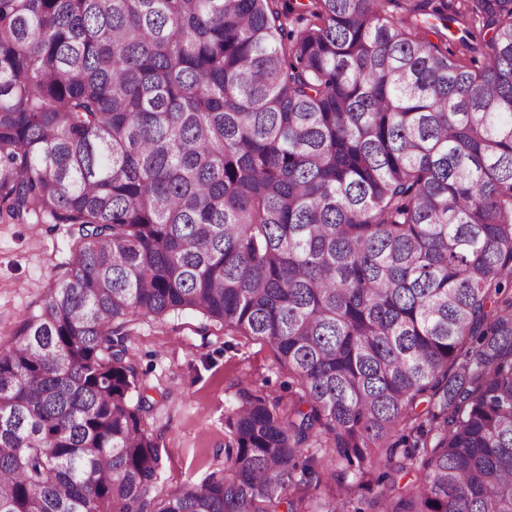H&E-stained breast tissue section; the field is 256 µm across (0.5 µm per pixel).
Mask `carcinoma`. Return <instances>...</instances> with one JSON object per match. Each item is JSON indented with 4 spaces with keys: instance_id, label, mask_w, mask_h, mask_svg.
I'll use <instances>...</instances> for the list:
<instances>
[{
    "instance_id": "cac0c4a2",
    "label": "carcinoma",
    "mask_w": 512,
    "mask_h": 512,
    "mask_svg": "<svg viewBox=\"0 0 512 512\" xmlns=\"http://www.w3.org/2000/svg\"><path fill=\"white\" fill-rule=\"evenodd\" d=\"M0 223L73 236L0 512H512V0H0ZM171 311L299 391L161 496L126 340Z\"/></svg>"
}]
</instances>
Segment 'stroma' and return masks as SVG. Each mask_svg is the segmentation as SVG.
<instances>
[{"label":"stroma","instance_id":"35a3bbf8","mask_svg":"<svg viewBox=\"0 0 512 512\" xmlns=\"http://www.w3.org/2000/svg\"><path fill=\"white\" fill-rule=\"evenodd\" d=\"M71 247L66 225L0 223V347L62 275ZM130 328L129 352L156 401L147 423L159 444L160 492L202 482L223 465L231 443L226 420L240 388L285 401L296 389L268 345L225 335L221 323L197 313L170 312Z\"/></svg>","mask_w":512,"mask_h":512}]
</instances>
